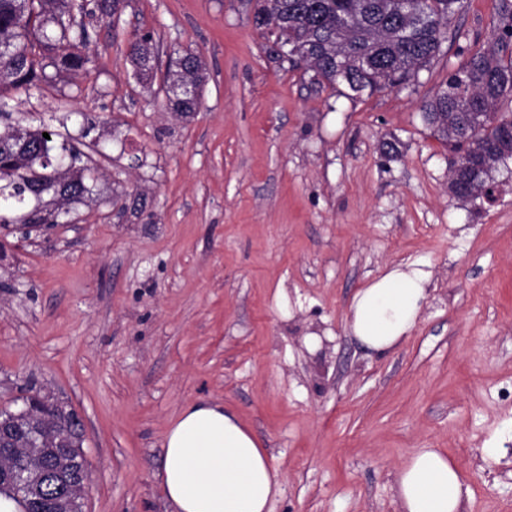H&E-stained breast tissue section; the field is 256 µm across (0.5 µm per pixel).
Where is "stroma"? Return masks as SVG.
I'll use <instances>...</instances> for the list:
<instances>
[{"instance_id": "1", "label": "stroma", "mask_w": 512, "mask_h": 512, "mask_svg": "<svg viewBox=\"0 0 512 512\" xmlns=\"http://www.w3.org/2000/svg\"><path fill=\"white\" fill-rule=\"evenodd\" d=\"M498 5L463 0L462 39L417 83L353 98L271 59L247 0H131L89 24L85 70L14 94L25 127L97 124L71 222L0 229V406L37 392L82 417L85 512H175L164 437L204 399L272 456V512H399L394 475L419 448L454 461L464 512H512V159L492 197L458 200L421 111L461 49L492 40ZM144 32L203 57L198 112L135 78ZM407 261L431 271L427 301L371 351L353 297Z\"/></svg>"}]
</instances>
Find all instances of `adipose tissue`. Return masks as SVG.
<instances>
[{"mask_svg":"<svg viewBox=\"0 0 512 512\" xmlns=\"http://www.w3.org/2000/svg\"><path fill=\"white\" fill-rule=\"evenodd\" d=\"M431 274L422 263L397 264L354 296L351 333L387 352L415 327ZM163 488L177 512H271L280 480L266 451L234 413L215 401L183 409L166 432ZM400 512H462L470 488L436 448L417 449L396 471Z\"/></svg>","mask_w":512,"mask_h":512,"instance_id":"adipose-tissue-1","label":"adipose tissue"}]
</instances>
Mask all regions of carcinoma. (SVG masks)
<instances>
[{
    "label": "carcinoma",
    "instance_id": "1",
    "mask_svg": "<svg viewBox=\"0 0 512 512\" xmlns=\"http://www.w3.org/2000/svg\"><path fill=\"white\" fill-rule=\"evenodd\" d=\"M129 0H90L76 19L74 0H0V91L26 92L50 79L85 68L89 41L84 18L110 17ZM461 0H254V23L263 30L267 54L300 63L317 84L341 81L360 95L413 83L419 72L443 52L447 30ZM157 48L150 33L129 42L134 75L152 84L159 65L151 60ZM168 90L192 86L196 95L167 98L182 116L199 110L206 82L201 55L187 52L170 60ZM512 99V0H499L491 42L467 49L464 60L422 105L425 123L458 151L448 188L466 198L491 185L498 165L512 158V112L497 111ZM49 138H44L43 133ZM85 154L50 127L30 130L20 124L0 132V228L12 224L37 227L69 216L72 206L93 194L96 170ZM31 423L10 422L0 448H25ZM64 427L46 409L39 435L57 440ZM46 470L39 498L20 499L5 488L0 494L16 501L22 512H57L61 489L53 472L70 464L61 457L42 461Z\"/></svg>",
    "mask_w": 512,
    "mask_h": 512
}]
</instances>
